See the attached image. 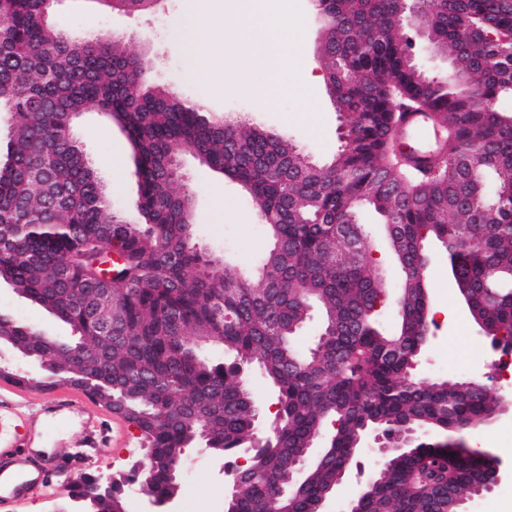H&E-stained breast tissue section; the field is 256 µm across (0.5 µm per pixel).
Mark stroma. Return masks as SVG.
<instances>
[{
	"label": "stroma",
	"mask_w": 512,
	"mask_h": 512,
	"mask_svg": "<svg viewBox=\"0 0 512 512\" xmlns=\"http://www.w3.org/2000/svg\"><path fill=\"white\" fill-rule=\"evenodd\" d=\"M185 0H161L148 14L112 11L103 0H59L53 20L66 32L94 37L119 35L128 52L148 59L151 78L157 85L178 90L184 97L205 105L214 115H233L287 131L294 142L313 159L323 162L337 151L340 117L327 94L325 83L308 91V105L281 96L274 107L260 112L253 98L225 85L215 93L210 84L191 73L192 59L176 36ZM74 136L91 158L94 171L110 191L112 206L124 219L136 222L132 206L137 193L131 147L123 131L97 108H89L74 124ZM122 155V170H114V155ZM184 167L194 196V240L214 255L252 271L268 240L249 200L233 182L224 180L192 158ZM430 317L434 337L424 350L419 373L450 381L479 378L492 394L503 386L493 365L473 371L470 365L489 339L477 336L473 320L457 301L448 280V261L440 259L430 270ZM0 309L19 321L42 329L48 336L68 340L71 331L48 312L0 284ZM10 381L0 378V446L24 442L30 448H46L51 465L48 484L41 495L18 504L14 512H64L69 501V478L83 473L125 472L143 458V448L127 447L131 428L115 414L94 403L81 388L62 384L39 391L22 389L12 394ZM467 446L488 451L501 462L504 473L493 492L475 498L468 512H512V410L498 413L488 424L469 430ZM241 456L225 457L198 448L182 456L179 491L169 512H224L231 487V472ZM379 457L370 449H359L349 477L332 492L329 512H346L349 502L377 472Z\"/></svg>",
	"instance_id": "stroma-1"
}]
</instances>
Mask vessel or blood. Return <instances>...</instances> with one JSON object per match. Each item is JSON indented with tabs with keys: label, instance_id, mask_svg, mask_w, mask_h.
Returning a JSON list of instances; mask_svg holds the SVG:
<instances>
[{
	"label": "vessel or blood",
	"instance_id": "b4317fda",
	"mask_svg": "<svg viewBox=\"0 0 512 512\" xmlns=\"http://www.w3.org/2000/svg\"><path fill=\"white\" fill-rule=\"evenodd\" d=\"M403 132L433 147L438 142L430 113L416 112L405 121ZM47 471L30 448H0V506L25 500L46 486Z\"/></svg>",
	"mask_w": 512,
	"mask_h": 512
}]
</instances>
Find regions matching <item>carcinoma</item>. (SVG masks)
Here are the masks:
<instances>
[{"instance_id":"carcinoma-1","label":"carcinoma","mask_w":512,"mask_h":512,"mask_svg":"<svg viewBox=\"0 0 512 512\" xmlns=\"http://www.w3.org/2000/svg\"><path fill=\"white\" fill-rule=\"evenodd\" d=\"M158 0H110L145 13ZM57 0H0V122L9 141L0 157V283L72 331L49 340L5 313L0 335L29 346L52 367L116 399L155 466L139 473L160 500L176 495V451L203 424L209 449L234 454L258 437L257 402L246 388L248 360L275 389L278 410L264 447L236 468L230 512H314L351 461L350 445L369 431H415L391 454L383 476L358 500L361 512H460L481 484L484 455L443 442L490 421L497 399L479 382L413 380L425 348L429 304L427 243L449 260L469 314L493 331L512 328V293L494 301L484 284L512 270V0H420L449 66L474 78L457 86L451 71L429 81L406 70L402 17L412 0H312L327 23L321 43L327 91L346 108L353 144L326 163L285 132L256 122L213 118L199 104L153 84L149 65L121 40L86 38L51 20ZM422 108L446 131L451 157L408 168L393 140L404 113ZM98 106L127 135L135 157L139 226L112 211L108 192L74 138L75 120ZM236 182L269 239L249 276L232 280L193 242L194 208L180 157ZM384 220L387 249L412 267L399 282L398 332L385 333L375 306L386 294L367 258L372 238L360 210ZM123 262L96 261L106 244ZM93 288L112 289V330L78 304ZM317 310L322 331L302 353L296 339ZM232 355L214 364L199 347ZM336 423L305 484L283 494L281 479L302 449ZM120 475L98 494L97 512H123ZM81 475L75 497L93 491Z\"/></svg>"}]
</instances>
